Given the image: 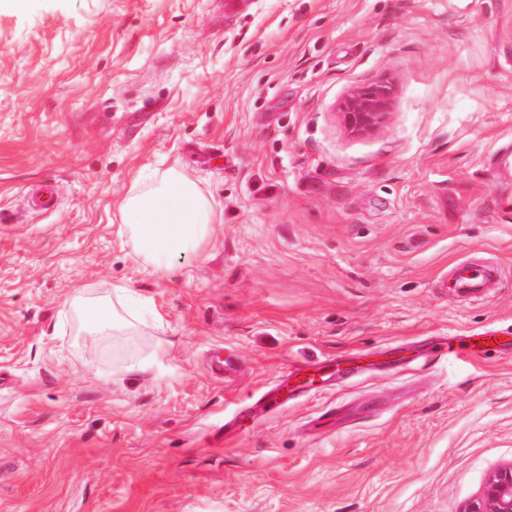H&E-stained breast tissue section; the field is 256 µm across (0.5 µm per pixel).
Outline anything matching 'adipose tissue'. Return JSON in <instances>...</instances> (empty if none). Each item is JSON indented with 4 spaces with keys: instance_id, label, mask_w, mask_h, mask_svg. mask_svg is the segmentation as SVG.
<instances>
[{
    "instance_id": "1",
    "label": "adipose tissue",
    "mask_w": 512,
    "mask_h": 512,
    "mask_svg": "<svg viewBox=\"0 0 512 512\" xmlns=\"http://www.w3.org/2000/svg\"><path fill=\"white\" fill-rule=\"evenodd\" d=\"M121 234L125 235L139 263L152 273L172 275V259L198 252L214 231V211L202 189L182 172L171 169L150 183L133 181L120 207ZM121 285L112 299L92 298L77 288L68 298L75 323L85 335L108 336L120 331L130 336L134 325L119 313L117 303L133 297Z\"/></svg>"
}]
</instances>
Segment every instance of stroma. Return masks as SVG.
Wrapping results in <instances>:
<instances>
[{"label":"stroma","instance_id":"35a3bbf8","mask_svg":"<svg viewBox=\"0 0 512 512\" xmlns=\"http://www.w3.org/2000/svg\"><path fill=\"white\" fill-rule=\"evenodd\" d=\"M170 169L221 222L165 277L118 206ZM0 210V512H463L512 463V348L437 349L512 333V0L1 11ZM76 284L133 288L136 335H77ZM393 87L378 81L351 90L343 105V121L354 134H368L382 127L391 114Z\"/></svg>","mask_w":512,"mask_h":512}]
</instances>
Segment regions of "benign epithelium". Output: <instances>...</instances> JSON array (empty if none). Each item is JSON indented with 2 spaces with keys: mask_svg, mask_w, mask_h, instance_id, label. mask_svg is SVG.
<instances>
[{
  "mask_svg": "<svg viewBox=\"0 0 512 512\" xmlns=\"http://www.w3.org/2000/svg\"><path fill=\"white\" fill-rule=\"evenodd\" d=\"M393 87L378 81L351 90L343 105V121L354 134H368L382 127L390 116ZM465 512H512V464L494 471L481 498Z\"/></svg>",
  "mask_w": 512,
  "mask_h": 512,
  "instance_id": "benign-epithelium-1",
  "label": "benign epithelium"
}]
</instances>
